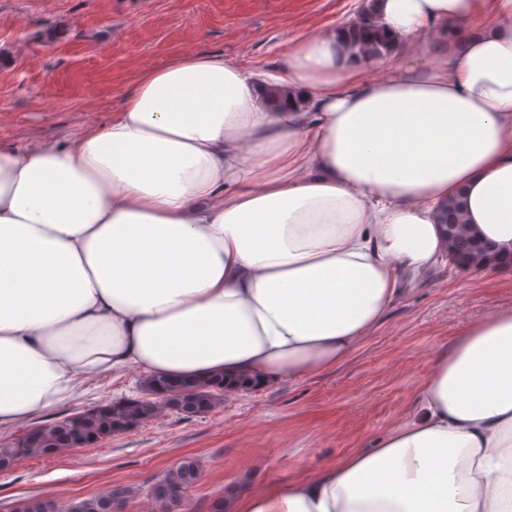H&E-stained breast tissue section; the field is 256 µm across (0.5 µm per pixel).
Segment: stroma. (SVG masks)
Listing matches in <instances>:
<instances>
[{"instance_id":"35a3bbf8","label":"stroma","mask_w":512,"mask_h":512,"mask_svg":"<svg viewBox=\"0 0 512 512\" xmlns=\"http://www.w3.org/2000/svg\"><path fill=\"white\" fill-rule=\"evenodd\" d=\"M360 0H0V144L70 146L108 123L140 74L206 53L276 69L289 44L352 21ZM400 293L381 324L336 367L225 397L202 417L175 413L101 442L0 472V512L50 496L66 502L110 487L146 492L187 457L200 465L186 512H211L240 482L283 484L367 448L413 408L433 359L471 321L512 305V269L485 278L447 260ZM143 376L88 380L46 425L99 404L137 398Z\"/></svg>"}]
</instances>
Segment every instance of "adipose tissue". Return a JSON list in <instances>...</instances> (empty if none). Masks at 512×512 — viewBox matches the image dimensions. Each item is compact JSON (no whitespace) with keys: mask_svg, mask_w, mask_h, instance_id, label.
I'll use <instances>...</instances> for the list:
<instances>
[{"mask_svg":"<svg viewBox=\"0 0 512 512\" xmlns=\"http://www.w3.org/2000/svg\"><path fill=\"white\" fill-rule=\"evenodd\" d=\"M380 79L343 30L277 74L206 54L144 71L73 146H0V431L108 374L294 382L379 325L441 205L512 253V0H377ZM491 25H482V18ZM301 92L304 108L267 92ZM226 512H512V305L431 365L372 447Z\"/></svg>","mask_w":512,"mask_h":512,"instance_id":"adipose-tissue-1","label":"adipose tissue"}]
</instances>
